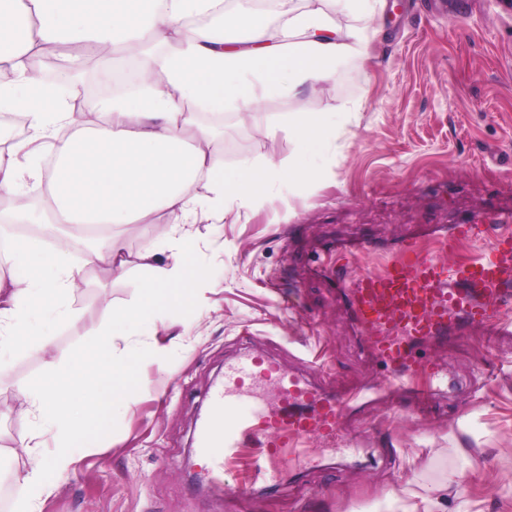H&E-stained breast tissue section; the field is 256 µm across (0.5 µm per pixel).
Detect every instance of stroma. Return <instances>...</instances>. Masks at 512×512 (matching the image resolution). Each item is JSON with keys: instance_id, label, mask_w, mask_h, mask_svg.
Segmentation results:
<instances>
[{"instance_id": "35a3bbf8", "label": "stroma", "mask_w": 512, "mask_h": 512, "mask_svg": "<svg viewBox=\"0 0 512 512\" xmlns=\"http://www.w3.org/2000/svg\"><path fill=\"white\" fill-rule=\"evenodd\" d=\"M383 34L368 56L337 62L336 81L297 100L268 101L258 123L223 125L215 150L225 176L266 156L295 158L285 135L266 128L292 112L359 109L336 129L327 174L275 182L223 223L189 225L187 244L160 238L155 225L116 234L127 251H155L156 264L185 253L192 268L187 304L155 308L138 335L114 340L115 356L136 361L133 389L81 445L70 472L54 476L41 512H224L199 464L194 429L224 363L245 349L269 353L288 369L331 390L376 382L374 364L343 291L318 272L329 245L373 240L394 246L449 224L512 213V0H379ZM69 262L85 282L62 300L75 319L53 328L57 360L79 357L84 334L100 325L99 307L138 305L149 274L123 277L78 250ZM276 276L278 290L266 288ZM325 354L315 366L311 351ZM439 358L462 387L416 418L402 397L345 416L359 451L343 463L323 456L293 471L278 489L256 493L248 512H385L410 498L473 475L469 512H512V340L473 328ZM45 374L44 357L26 344L0 354V475L17 478L24 445L54 437L17 389Z\"/></svg>"}]
</instances>
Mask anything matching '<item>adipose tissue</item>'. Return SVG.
<instances>
[{
  "mask_svg": "<svg viewBox=\"0 0 512 512\" xmlns=\"http://www.w3.org/2000/svg\"><path fill=\"white\" fill-rule=\"evenodd\" d=\"M219 0H0V64L18 70V79L0 83V112L25 120L26 133L8 150H0V199L9 201L10 222H27L23 179L45 186L48 209L56 224L84 229H111L123 224H151L168 217L172 227L200 219L223 220L225 204L249 206L268 180L317 178L316 157L327 154L336 137L332 112H294L282 129L295 145L297 162L267 160L246 164L225 177L223 162L210 150L212 133L196 127L187 105L215 112L231 110L260 115L270 97L298 98L334 83L336 60L360 53L377 34V0H333L334 11L313 0H277L282 23L271 29L250 13L229 12L224 29L213 32L192 25V18L213 12ZM178 41L176 53L159 59L163 78L143 79L131 95H112L90 103L93 121L73 129L72 112L56 90L31 68L44 50L65 43L86 47L107 44L125 48L143 37ZM205 181L209 194L193 188ZM154 253L133 255L120 240L107 238L92 261L108 262L123 275L130 265L153 269L144 288L146 302L113 309L103 302L101 326L88 330L81 360H48L43 379L21 389L59 441L50 455L29 453L16 484L25 512H33L49 494V474L70 469L77 445L89 432L75 415L107 410L129 392L135 366L126 359L113 364L108 386L90 375L92 362L111 357L114 339L130 335L134 322L155 304H180L190 298L191 279L185 260L154 267ZM80 269L69 266L65 251L54 245L26 249L15 263L9 283H0V324L28 337L33 348L51 352L53 339L35 331L36 319H65L61 297L77 288Z\"/></svg>",
  "mask_w": 512,
  "mask_h": 512,
  "instance_id": "ef3b65f1",
  "label": "adipose tissue"
}]
</instances>
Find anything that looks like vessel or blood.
<instances>
[{
    "label": "vessel or blood",
    "instance_id": "vessel-or-blood-1",
    "mask_svg": "<svg viewBox=\"0 0 512 512\" xmlns=\"http://www.w3.org/2000/svg\"><path fill=\"white\" fill-rule=\"evenodd\" d=\"M368 253L364 245L348 257L329 254L326 272L345 287L370 353L385 365L383 384L333 392L259 352L225 364L224 381L197 424L196 451L234 512H244L255 490L277 486L310 439H321L337 460L350 456L353 441L342 420L381 388L398 391L413 414L425 415L448 377L439 366L420 364L423 345L447 344L475 325L490 336L512 335V216L410 237L372 254L369 268L362 264Z\"/></svg>",
    "mask_w": 512,
    "mask_h": 512
}]
</instances>
